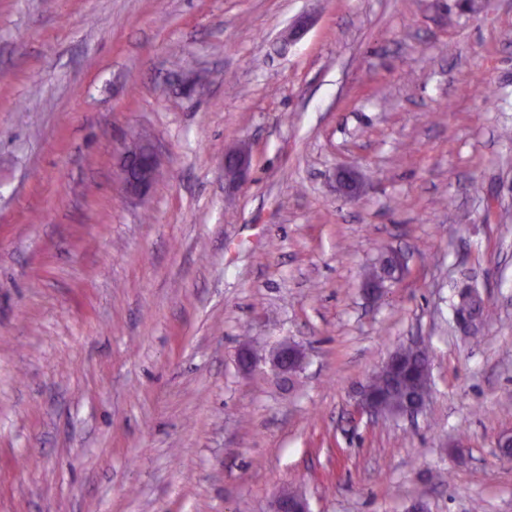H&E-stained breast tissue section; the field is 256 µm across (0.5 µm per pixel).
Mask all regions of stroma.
<instances>
[{"label":"stroma","mask_w":512,"mask_h":512,"mask_svg":"<svg viewBox=\"0 0 512 512\" xmlns=\"http://www.w3.org/2000/svg\"><path fill=\"white\" fill-rule=\"evenodd\" d=\"M412 343L426 407L371 419ZM510 433L512 0H0V512H512ZM160 168V154L152 144L141 139L132 142L125 153L117 178L128 197L142 199L152 190ZM251 167V154L245 147L224 159V170L231 179H242ZM388 257L391 259L394 266L392 274L386 275L385 278L365 279L364 282L361 283V288L367 295L378 296L381 288L385 287V282L397 280L405 273V262L400 254L390 252ZM484 303L479 293H472L462 315L456 317L466 328H477L482 321ZM304 360L303 351L294 344L280 347L270 359L272 368L278 373H291L299 368Z\"/></svg>","instance_id":"obj_1"}]
</instances>
